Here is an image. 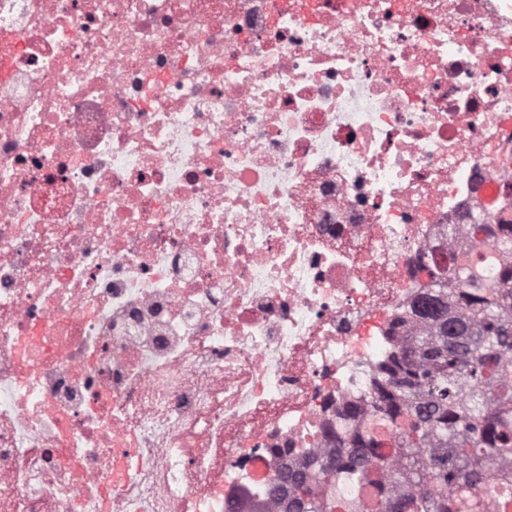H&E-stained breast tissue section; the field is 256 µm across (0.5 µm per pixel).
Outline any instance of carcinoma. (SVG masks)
Here are the masks:
<instances>
[{"label":"carcinoma","instance_id":"cac0c4a2","mask_svg":"<svg viewBox=\"0 0 512 512\" xmlns=\"http://www.w3.org/2000/svg\"><path fill=\"white\" fill-rule=\"evenodd\" d=\"M467 248L414 305L419 334L379 366L364 418L330 461L278 478L283 512H509L512 232Z\"/></svg>","mask_w":512,"mask_h":512}]
</instances>
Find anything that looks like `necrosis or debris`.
Instances as JSON below:
<instances>
[{
	"label": "necrosis or debris",
	"mask_w": 512,
	"mask_h": 512,
	"mask_svg": "<svg viewBox=\"0 0 512 512\" xmlns=\"http://www.w3.org/2000/svg\"><path fill=\"white\" fill-rule=\"evenodd\" d=\"M512 220V0H0V512H275Z\"/></svg>",
	"instance_id": "necrosis-or-debris-1"
}]
</instances>
